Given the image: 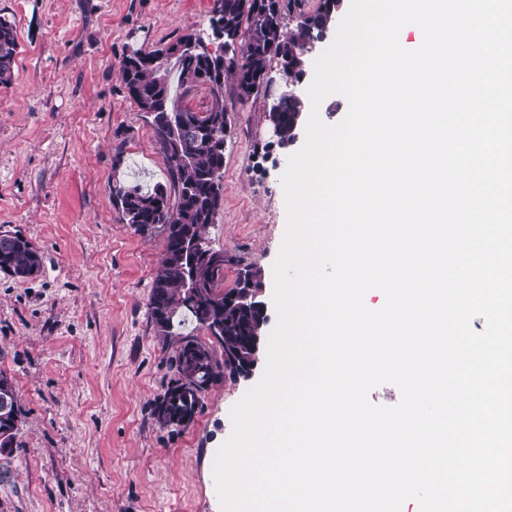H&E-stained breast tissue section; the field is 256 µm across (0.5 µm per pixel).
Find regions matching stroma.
Wrapping results in <instances>:
<instances>
[{
  "label": "stroma",
  "instance_id": "obj_1",
  "mask_svg": "<svg viewBox=\"0 0 512 512\" xmlns=\"http://www.w3.org/2000/svg\"><path fill=\"white\" fill-rule=\"evenodd\" d=\"M211 6L0 0L19 43L13 80L0 85V232L43 256L35 278L0 271V370L24 411L13 452L0 455V512H222L214 457L255 381L216 382L188 427L156 423L177 348L156 336L147 309L163 236L134 233L110 194L116 182L150 190L169 180L119 77L123 55L206 29ZM224 104V206L206 234L228 261L225 287L258 269L268 302L290 152H259L263 99L240 104L228 80Z\"/></svg>",
  "mask_w": 512,
  "mask_h": 512
}]
</instances>
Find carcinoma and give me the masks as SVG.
I'll use <instances>...</instances> for the list:
<instances>
[{
    "instance_id": "obj_1",
    "label": "carcinoma",
    "mask_w": 512,
    "mask_h": 512,
    "mask_svg": "<svg viewBox=\"0 0 512 512\" xmlns=\"http://www.w3.org/2000/svg\"><path fill=\"white\" fill-rule=\"evenodd\" d=\"M302 0H213L209 22L221 14L226 37L238 35L242 45L239 63L218 64L206 49V39L187 33L172 44L151 51L134 49L124 55L119 76L128 96L144 112L169 172V184L151 192L112 184V204L123 220L142 236L165 234V250L156 272L148 314L158 336L177 337L178 347L169 359L174 377L152 408L160 426L191 423L201 412L202 399L222 377L236 376L254 356L251 337L263 322L261 315L224 296V255L212 253L206 228L224 206V127L229 115L224 105V81L230 76L237 100L245 104L261 95L262 81L273 61L286 62L317 34L320 12L304 13ZM298 14L295 28L282 30L285 12ZM197 38L200 51L189 60L174 50ZM15 28L0 18V84L12 82L17 54ZM207 90L209 103L197 111L185 100L198 88ZM299 102L280 98L274 110L264 111V121L280 129L278 146L295 142L293 117ZM43 257L25 238L0 234V270L21 280L36 277ZM209 332L208 344L180 332L186 320ZM0 453L13 452L22 409L12 377L0 370Z\"/></svg>"
}]
</instances>
